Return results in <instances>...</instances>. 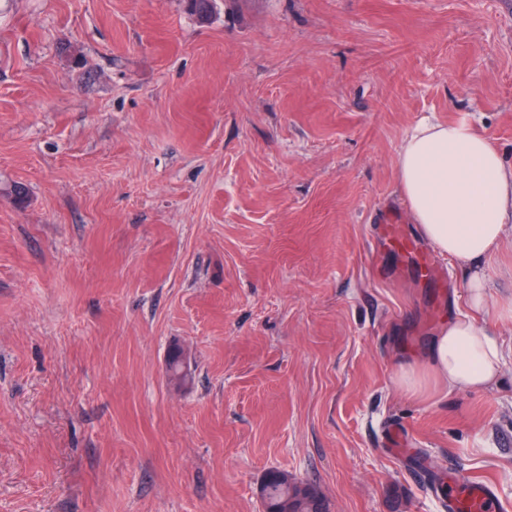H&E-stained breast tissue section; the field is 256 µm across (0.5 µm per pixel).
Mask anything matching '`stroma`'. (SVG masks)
I'll return each instance as SVG.
<instances>
[{
    "label": "stroma",
    "instance_id": "stroma-1",
    "mask_svg": "<svg viewBox=\"0 0 512 512\" xmlns=\"http://www.w3.org/2000/svg\"><path fill=\"white\" fill-rule=\"evenodd\" d=\"M212 5L0 0V512H263L271 469L444 512L450 468L512 512V361L400 389L465 276L371 253L421 117L512 164V0ZM485 266L511 347L512 236Z\"/></svg>",
    "mask_w": 512,
    "mask_h": 512
}]
</instances>
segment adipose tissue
<instances>
[{
  "instance_id": "ef3b65f1",
  "label": "adipose tissue",
  "mask_w": 512,
  "mask_h": 512,
  "mask_svg": "<svg viewBox=\"0 0 512 512\" xmlns=\"http://www.w3.org/2000/svg\"><path fill=\"white\" fill-rule=\"evenodd\" d=\"M397 184L422 236L464 270L469 308L439 329L422 363L400 364L397 383L407 392L430 380L452 394L493 389L503 373L504 344L471 313L487 304L483 263L512 230V166L466 121L429 117L401 143Z\"/></svg>"
}]
</instances>
